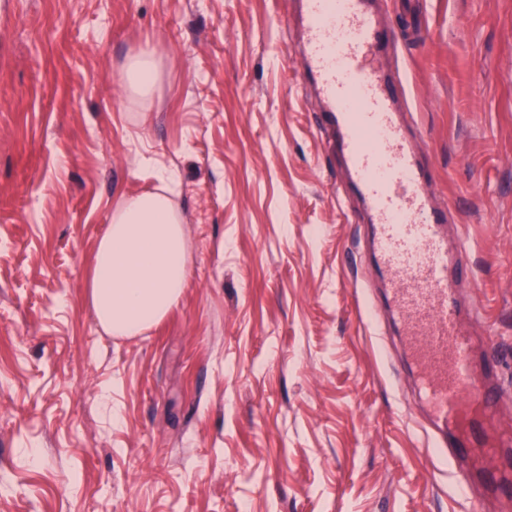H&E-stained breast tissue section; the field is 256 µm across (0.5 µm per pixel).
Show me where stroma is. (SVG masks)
<instances>
[{
    "instance_id": "stroma-1",
    "label": "stroma",
    "mask_w": 512,
    "mask_h": 512,
    "mask_svg": "<svg viewBox=\"0 0 512 512\" xmlns=\"http://www.w3.org/2000/svg\"><path fill=\"white\" fill-rule=\"evenodd\" d=\"M373 6L512 432V0ZM302 36L295 0H0V512H479L414 422L398 329L370 327L371 224ZM162 167L192 273L115 336L95 247ZM133 87L139 94L146 96L150 93L156 77V67L148 54L141 53L135 56L126 67Z\"/></svg>"
}]
</instances>
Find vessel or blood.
<instances>
[{
  "label": "vessel or blood",
  "instance_id": "vessel-or-blood-1",
  "mask_svg": "<svg viewBox=\"0 0 512 512\" xmlns=\"http://www.w3.org/2000/svg\"><path fill=\"white\" fill-rule=\"evenodd\" d=\"M372 0H299L305 30L306 76L338 138L349 178L373 226L371 248L386 275L371 320L389 311L409 352L415 395L433 431L432 446L447 462L461 494L476 484L512 502V459L495 470L478 457L503 445L494 336L482 361L473 357V330L460 317L456 294L468 273L448 248V209L434 203L431 174L412 147L395 107L393 78L369 66L371 55L398 51Z\"/></svg>",
  "mask_w": 512,
  "mask_h": 512
}]
</instances>
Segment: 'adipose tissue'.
Returning a JSON list of instances; mask_svg holds the SVG:
<instances>
[{
    "mask_svg": "<svg viewBox=\"0 0 512 512\" xmlns=\"http://www.w3.org/2000/svg\"><path fill=\"white\" fill-rule=\"evenodd\" d=\"M191 272L183 219L167 194L122 201L96 246L89 297L99 324L135 336L177 304Z\"/></svg>",
    "mask_w": 512,
    "mask_h": 512,
    "instance_id": "adipose-tissue-1",
    "label": "adipose tissue"
}]
</instances>
